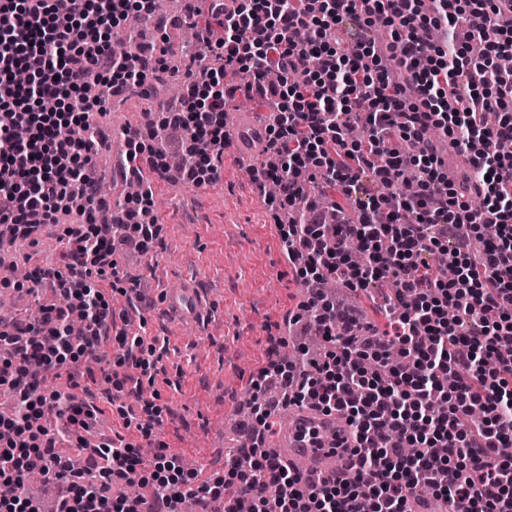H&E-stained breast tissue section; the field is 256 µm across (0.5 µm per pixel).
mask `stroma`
<instances>
[{"mask_svg": "<svg viewBox=\"0 0 512 512\" xmlns=\"http://www.w3.org/2000/svg\"><path fill=\"white\" fill-rule=\"evenodd\" d=\"M167 109V92L158 82L142 106L115 103L95 122L108 139L124 124L156 133ZM262 161L259 155L241 158L232 143L224 150L219 182L196 188L163 181L154 192L162 230L151 250L119 257L121 269L138 278L144 297L141 317L127 331L157 339L162 347L155 382L144 385L142 395L156 398L163 409L154 441L192 462L206 478L223 474L251 380L266 367L272 339L287 335L289 312L305 298L265 197L252 182ZM187 279L199 281L205 292L206 316L194 326L171 321L165 309L167 291ZM111 389L101 379L94 385L103 417L91 435L101 443L117 436L140 441L136 428L125 427L118 405L109 404ZM139 398L122 395L119 405L138 409Z\"/></svg>", "mask_w": 512, "mask_h": 512, "instance_id": "1", "label": "stroma"}]
</instances>
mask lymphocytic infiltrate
Wrapping results in <instances>:
<instances>
[{
  "mask_svg": "<svg viewBox=\"0 0 512 512\" xmlns=\"http://www.w3.org/2000/svg\"><path fill=\"white\" fill-rule=\"evenodd\" d=\"M213 11L218 30L202 37L220 68L187 71L181 106L164 128L178 132L157 155L162 171L195 187L221 178L225 107L243 94L269 108L263 165L254 181L278 185L273 213L306 198L307 217L279 227L282 249L307 290L301 309L322 341L305 364L270 361L253 382L270 380L289 405L341 412L355 445L345 473L308 481L295 464L267 452L248 465L226 462L228 484H202L204 497L228 487L253 499H228L224 512H412L446 500L463 512H512V0H235ZM156 0H0V241L34 238L62 225L64 265L44 260L17 289L51 284L60 302L40 305L15 335L0 340V387L17 410L0 417V485L14 486L0 512H40L26 488L37 470L59 489L58 512H177L190 483L179 458L154 456L152 480L141 475L138 446L87 447L99 412L86 398L88 350L137 378L112 377L117 391H142L154 346L128 336L130 311L115 314L102 281L119 277L120 247L147 251L159 234L151 186L127 200L113 224L99 223V190L86 172L95 145L83 136L114 89H142L166 73L148 50L112 51L114 28L155 14ZM390 33L371 35L374 18ZM479 57H472V46ZM310 58L298 75L296 65ZM249 71L235 89L224 71ZM277 82L264 79L266 72ZM74 129L71 138L58 134ZM451 143L478 180H449L440 153ZM414 171L415 182L404 180ZM338 216L325 236L323 208ZM497 232L485 238V225ZM359 240L361 262L349 258ZM331 278L352 293L393 283L384 325H360L361 313L323 293ZM66 375L45 390V375ZM480 411L476 423L460 416ZM65 425L45 426V413ZM105 459L100 481L69 467L70 449ZM151 485L152 503L111 495L115 484ZM226 498V497H225Z\"/></svg>",
  "mask_w": 512,
  "mask_h": 512,
  "instance_id": "f902f5d3",
  "label": "lymphocytic infiltrate"
}]
</instances>
